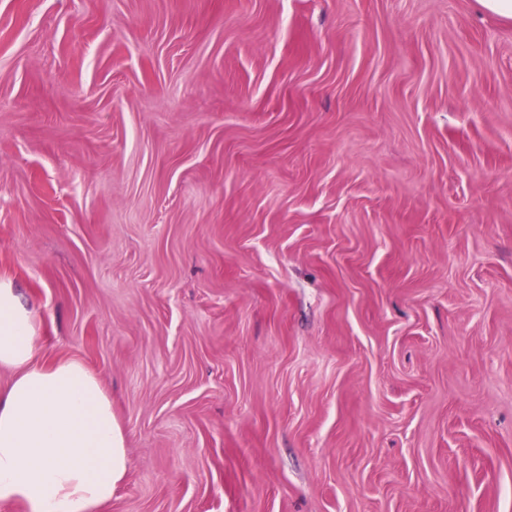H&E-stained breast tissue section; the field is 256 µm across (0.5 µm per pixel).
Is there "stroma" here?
<instances>
[{
	"label": "stroma",
	"instance_id": "1",
	"mask_svg": "<svg viewBox=\"0 0 512 512\" xmlns=\"http://www.w3.org/2000/svg\"><path fill=\"white\" fill-rule=\"evenodd\" d=\"M0 276L112 512H512V20L0 0Z\"/></svg>",
	"mask_w": 512,
	"mask_h": 512
}]
</instances>
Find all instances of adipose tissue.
Segmentation results:
<instances>
[{
    "label": "adipose tissue",
    "mask_w": 512,
    "mask_h": 512,
    "mask_svg": "<svg viewBox=\"0 0 512 512\" xmlns=\"http://www.w3.org/2000/svg\"><path fill=\"white\" fill-rule=\"evenodd\" d=\"M40 329L12 281L0 279V502L29 512H105L125 473L112 398L82 362L38 361Z\"/></svg>",
    "instance_id": "ef3b65f1"
}]
</instances>
